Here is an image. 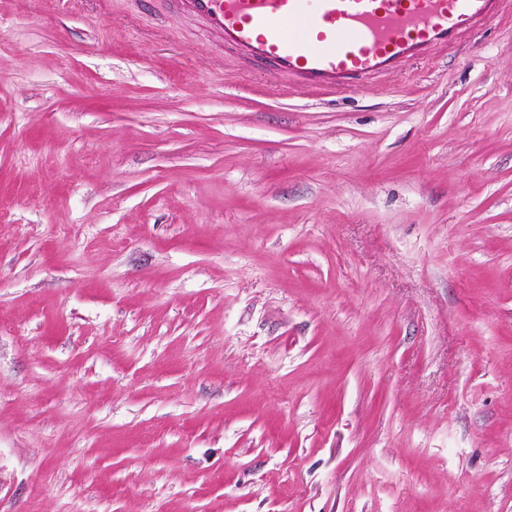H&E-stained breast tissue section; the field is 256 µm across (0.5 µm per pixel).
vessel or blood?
Instances as JSON below:
<instances>
[{
	"mask_svg": "<svg viewBox=\"0 0 512 512\" xmlns=\"http://www.w3.org/2000/svg\"><path fill=\"white\" fill-rule=\"evenodd\" d=\"M225 46L302 89L338 91L403 72L500 16L503 0H178Z\"/></svg>",
	"mask_w": 512,
	"mask_h": 512,
	"instance_id": "obj_1",
	"label": "vessel or blood"
}]
</instances>
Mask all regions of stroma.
I'll return each mask as SVG.
<instances>
[{
  "label": "stroma",
  "mask_w": 512,
  "mask_h": 512,
  "mask_svg": "<svg viewBox=\"0 0 512 512\" xmlns=\"http://www.w3.org/2000/svg\"><path fill=\"white\" fill-rule=\"evenodd\" d=\"M0 215V512H512V0L334 93L0 0Z\"/></svg>",
  "instance_id": "stroma-1"
}]
</instances>
